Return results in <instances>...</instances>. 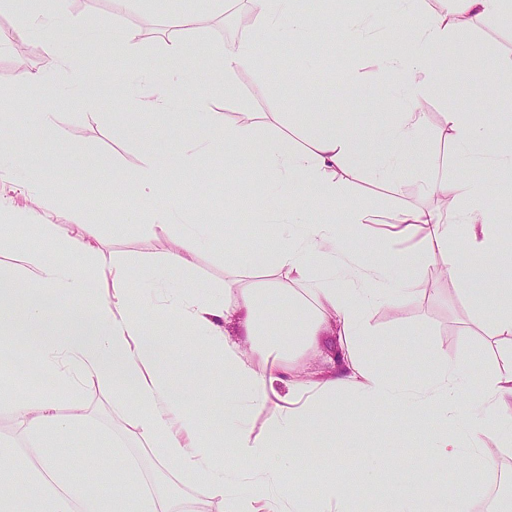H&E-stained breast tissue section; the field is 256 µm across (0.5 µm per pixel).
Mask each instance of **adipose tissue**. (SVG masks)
Listing matches in <instances>:
<instances>
[{
  "mask_svg": "<svg viewBox=\"0 0 512 512\" xmlns=\"http://www.w3.org/2000/svg\"><path fill=\"white\" fill-rule=\"evenodd\" d=\"M46 2V7L29 9L18 27L0 31V43L28 37L67 17L68 0ZM424 2L370 0L356 16H335L332 26L316 33L300 0H252L255 31L284 38L317 34L332 39L344 28L371 41L390 17H415L411 33L397 38L395 48L378 63L379 79L397 86L407 100L383 140L370 142L362 131L322 118L301 146L285 133L255 136V129L266 124L261 115L227 130L223 113L202 103L192 118L204 128V136L179 153L150 154L142 165L114 172L115 182L144 213L147 231L154 233L168 230L178 210L177 201L163 195L162 187L180 169L195 165L222 141L257 148L262 166L256 179L267 201L257 218L266 221L272 210L285 217L271 225V243L255 260L265 271L263 279L247 283L237 276L225 280L223 292L198 296L187 275L198 252L212 246L214 230L208 224H186L176 247L153 263L156 289L147 297L133 288L126 261L108 264L100 259L91 225H38L42 237L61 246L70 260L54 262L32 253L25 259L23 279L0 278V332L23 329L37 358L32 374L65 388L72 404L64 414L49 397L11 401V414L29 449L0 443V512H205V505L213 502L218 512H355L347 485L291 491L284 483L296 457L316 447L335 427L336 401L348 394L368 406L398 405L407 416L425 419L426 427L419 430L428 445L423 466L457 474L450 492L413 479L400 482L390 512H472L473 488L493 464L486 440L512 446V368L486 376L467 403L461 399L465 367L444 352L431 355L421 380L400 382L370 364V317L388 303L414 300L415 270L438 260L462 284L468 302L481 315L484 334L512 348V249L505 246L512 227L487 208L486 184L428 175L421 190L434 198V206L398 211L390 232L402 239L426 234V246L399 255L377 246L357 247L354 229L368 215L342 204L352 178L363 170L378 184L398 189L402 165L416 152L427 121L422 99L446 81L447 55L468 53L458 32L483 18L512 27V0H446L434 12L425 10ZM172 20L165 42L166 78L153 82L150 95L138 100L139 108L178 107L173 88L191 76L182 33L196 19L176 13ZM98 40V32L83 29L70 49L49 47L88 102L96 81L82 70L79 58ZM211 55L214 67L226 76L225 96H233L232 75L255 62L252 45L230 44ZM477 115V103L465 99L443 115L456 163L481 162L492 166L493 177H511L512 155L494 151ZM315 198L332 204L339 222L313 219L310 202ZM83 295L91 296V303L61 310L60 297ZM272 295L283 301L280 312L289 321L287 335L269 328L267 299ZM165 314L189 343L208 347L195 366L202 385H209L215 368H222L221 412L205 415L171 384L167 339L150 327L153 317ZM229 321L249 342L250 356L227 341ZM330 332L341 348L336 369L316 381L291 378V361ZM283 380L289 387L284 396L275 389ZM88 382L111 389L112 410L123 418L125 432L150 452L145 461H124L120 482L107 493L74 481L60 454L77 434L84 416L80 390ZM258 414L264 422L256 431L252 420ZM207 418L219 439L203 435ZM228 450L253 465V472L225 469ZM170 473L183 485L198 487V495H177L165 480ZM34 485L40 489L35 499L30 496Z\"/></svg>",
  "mask_w": 512,
  "mask_h": 512,
  "instance_id": "1",
  "label": "adipose tissue"
}]
</instances>
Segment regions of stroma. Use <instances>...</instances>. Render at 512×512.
Listing matches in <instances>:
<instances>
[{
    "label": "stroma",
    "mask_w": 512,
    "mask_h": 512,
    "mask_svg": "<svg viewBox=\"0 0 512 512\" xmlns=\"http://www.w3.org/2000/svg\"><path fill=\"white\" fill-rule=\"evenodd\" d=\"M173 8L197 16L195 29L186 36L194 73L179 93L186 106L202 99L210 111L223 113L226 127L238 125L240 114L264 113L273 116L274 129L287 132L302 144L316 113H328L338 125L375 135L403 109L402 100L385 94L377 82L374 62L389 50L387 40L368 45L345 33L332 43L318 37L293 41L259 37L252 27L240 23L249 9L247 0H241L237 10L220 13L212 11L207 0H175ZM69 11L76 21L102 34L96 47L81 60L82 67L98 79L92 105L59 93L53 86L20 84L19 72L25 68L57 74L58 63L45 51L43 38H25L19 47L0 45V106L10 101L19 112L53 113L65 137L61 145L47 141L36 125L27 122L17 124L10 134V148L25 151L29 164L41 172L42 183L39 190L32 191L0 169V201L9 203L12 210L28 213L33 221L32 227L21 229L6 214H0V235L10 240L8 247L0 248V277L22 279L25 257L33 251L44 252L54 261L66 260V253L45 243L34 232V225L95 224L101 234L102 254L129 262L135 271L134 287L145 289L151 280L148 262L160 259L174 246L175 234L142 230L143 217L114 183L113 171L139 166L148 149L170 154L202 134L187 114L142 112L140 124L146 132L142 139L130 136L124 125V113L133 109L126 87L128 75L147 68L155 80L165 77L163 37L170 9L160 8L157 0H138L123 15L127 27L144 34L134 54L114 45L107 35L113 23L112 0H70ZM460 36L469 41L470 50L467 56L451 62L452 81L422 101L429 126L420 156L412 157L401 174L400 193L391 195L364 171L347 194L350 205L364 208L374 217L373 222L362 226L359 241L384 239L385 221L399 206H432V198L425 196L419 185L421 156H428L437 177L488 180L485 166L455 165L450 147L443 141V114L460 96L476 100L488 96V87L473 85L470 74L489 69L498 57L512 53V30L483 19L473 21ZM232 39L254 43L256 62L236 73L237 95L228 99L224 96V76L212 66L211 51ZM259 161L258 152L221 145L214 156L200 159L163 188L166 195L180 202V223L213 224L218 229L214 246L197 254L190 272L199 296H209L223 286L232 271L249 270L254 250L268 237L267 224L230 207L225 194L226 186L234 185L239 196L252 197L255 207H262L263 198L248 179L249 170ZM416 280L417 300L380 307L371 316L382 351L381 363L393 377L401 381L420 378V363L412 353L419 336L425 338L428 351L448 353L466 365L479 359L480 372L472 376V383H480L483 373L503 367L512 351L483 334L478 316L458 284L440 274L434 262L420 268ZM152 327L168 340L171 381L186 400H195L200 390L194 375L195 351L185 344L172 318L156 317ZM82 401L91 427L79 433L63 453L75 480L104 493L121 461L102 449L103 437L109 435L123 442L131 456H140L142 450L126 437L121 420L113 417L111 398L103 389L86 385ZM336 417L341 425L329 434L328 451L316 447L302 454L285 476L288 487L309 483L320 474L354 479L372 456L383 459L384 465L370 481H357L354 496L364 512H387L396 485L406 477L421 475L427 481L447 485L449 470L421 471L424 443L418 428L403 421L399 408L361 411L351 394L337 403ZM88 456L96 457V471L85 468Z\"/></svg>",
    "instance_id": "stroma-1"
}]
</instances>
